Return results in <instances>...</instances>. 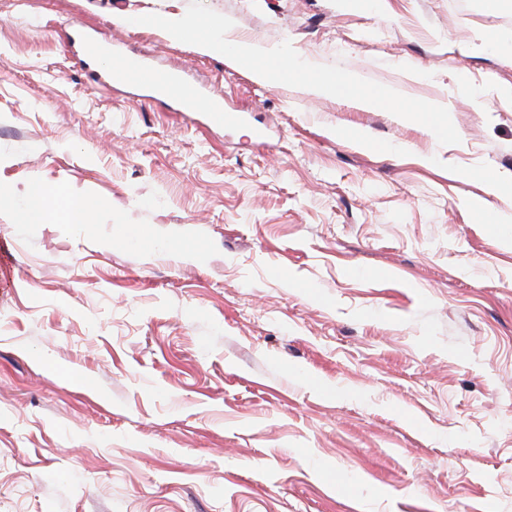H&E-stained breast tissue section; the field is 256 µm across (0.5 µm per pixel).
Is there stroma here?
Listing matches in <instances>:
<instances>
[{"label":"stroma","mask_w":512,"mask_h":512,"mask_svg":"<svg viewBox=\"0 0 512 512\" xmlns=\"http://www.w3.org/2000/svg\"><path fill=\"white\" fill-rule=\"evenodd\" d=\"M190 3L0 0V512H512V0H203L454 145L135 22ZM79 31L243 123L92 85ZM36 182L103 208L16 223Z\"/></svg>","instance_id":"1"}]
</instances>
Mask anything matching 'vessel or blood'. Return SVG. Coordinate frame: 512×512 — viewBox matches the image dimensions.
Instances as JSON below:
<instances>
[{"label":"vessel or blood","mask_w":512,"mask_h":512,"mask_svg":"<svg viewBox=\"0 0 512 512\" xmlns=\"http://www.w3.org/2000/svg\"><path fill=\"white\" fill-rule=\"evenodd\" d=\"M97 55L95 42L83 44L80 59L86 75L95 85L106 88L115 85L142 87L147 93L173 99L180 111L203 113L206 121L214 126L230 124L237 119L235 113L225 111L220 98L189 84L182 73L154 71L145 59L136 55L113 56L111 65L101 68L96 63Z\"/></svg>","instance_id":"1"}]
</instances>
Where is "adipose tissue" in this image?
I'll list each match as a JSON object with an SVG mask.
<instances>
[{"label":"adipose tissue","instance_id":"ef3b65f1","mask_svg":"<svg viewBox=\"0 0 512 512\" xmlns=\"http://www.w3.org/2000/svg\"><path fill=\"white\" fill-rule=\"evenodd\" d=\"M98 208V201L91 196L61 188L50 189L36 183L29 187L26 204L18 218L24 224H47L58 221L87 224Z\"/></svg>","mask_w":512,"mask_h":512}]
</instances>
